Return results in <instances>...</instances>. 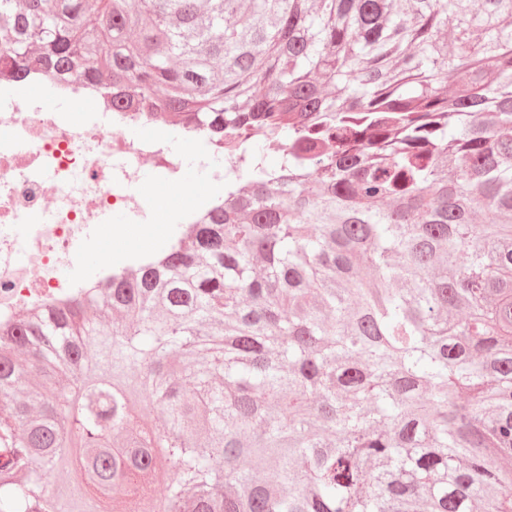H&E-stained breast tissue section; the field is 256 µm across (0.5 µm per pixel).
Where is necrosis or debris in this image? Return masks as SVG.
Instances as JSON below:
<instances>
[{"mask_svg":"<svg viewBox=\"0 0 512 512\" xmlns=\"http://www.w3.org/2000/svg\"><path fill=\"white\" fill-rule=\"evenodd\" d=\"M28 82L43 94L19 92L0 79V320L76 295L85 283L65 278L78 248L97 247L92 220L121 211L146 224L148 199L136 193L140 163L151 158L158 177L177 181L180 167L168 143L173 132L191 142L189 126L98 103L92 112H64L55 101H81L93 92L79 82L57 83L39 74Z\"/></svg>","mask_w":512,"mask_h":512,"instance_id":"4bbe7bcc","label":"necrosis or debris"}]
</instances>
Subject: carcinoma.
Here are the masks:
<instances>
[{
  "mask_svg": "<svg viewBox=\"0 0 512 512\" xmlns=\"http://www.w3.org/2000/svg\"><path fill=\"white\" fill-rule=\"evenodd\" d=\"M40 71L224 202L0 322V512H512V0H0Z\"/></svg>",
  "mask_w": 512,
  "mask_h": 512,
  "instance_id": "1",
  "label": "carcinoma"
}]
</instances>
